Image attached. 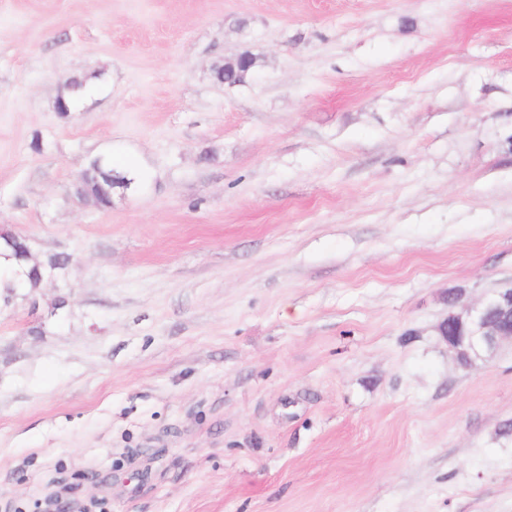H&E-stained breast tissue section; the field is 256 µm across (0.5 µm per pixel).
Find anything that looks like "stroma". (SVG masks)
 <instances>
[{"label": "stroma", "mask_w": 512, "mask_h": 512, "mask_svg": "<svg viewBox=\"0 0 512 512\" xmlns=\"http://www.w3.org/2000/svg\"><path fill=\"white\" fill-rule=\"evenodd\" d=\"M0 225V512H512V0H0ZM448 317L439 331L453 352L458 364L469 367L471 355H493L504 341L512 342V287L495 290L482 301L461 311L454 298L449 303ZM457 325V332L448 335V326Z\"/></svg>", "instance_id": "obj_1"}]
</instances>
